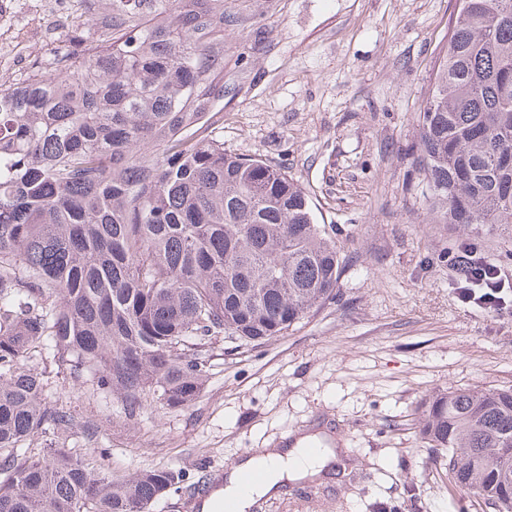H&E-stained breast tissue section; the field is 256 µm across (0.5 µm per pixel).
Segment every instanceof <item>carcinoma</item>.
I'll use <instances>...</instances> for the list:
<instances>
[{
  "label": "carcinoma",
  "mask_w": 512,
  "mask_h": 512,
  "mask_svg": "<svg viewBox=\"0 0 512 512\" xmlns=\"http://www.w3.org/2000/svg\"><path fill=\"white\" fill-rule=\"evenodd\" d=\"M110 0L74 31L70 77L0 84V512H150L186 475L101 477L67 444L76 417L43 399L34 353L126 415L189 405L202 341L281 336L335 296L341 260L308 195L275 165L224 151L216 0ZM432 204L450 224H512V0H457L419 111ZM419 433L448 486L496 512L512 470V391L426 400ZM56 438L32 447L42 433Z\"/></svg>",
  "instance_id": "obj_1"
}]
</instances>
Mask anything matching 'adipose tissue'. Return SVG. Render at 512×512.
I'll use <instances>...</instances> for the list:
<instances>
[{"instance_id": "1", "label": "adipose tissue", "mask_w": 512, "mask_h": 512, "mask_svg": "<svg viewBox=\"0 0 512 512\" xmlns=\"http://www.w3.org/2000/svg\"><path fill=\"white\" fill-rule=\"evenodd\" d=\"M312 443V437L307 436L286 452L250 458L243 470L230 473L223 490L225 499L234 501L240 512H247L255 497L274 490L282 479L293 480L319 473L331 460L332 454L326 448L313 449ZM245 470L262 472V481L250 489H243L240 478Z\"/></svg>"}]
</instances>
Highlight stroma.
Instances as JSON below:
<instances>
[{
	"label": "stroma",
	"instance_id": "stroma-1",
	"mask_svg": "<svg viewBox=\"0 0 512 512\" xmlns=\"http://www.w3.org/2000/svg\"><path fill=\"white\" fill-rule=\"evenodd\" d=\"M224 76L211 103L226 151L283 170L336 238V296L285 335L217 336L186 408L127 417L33 357L50 405L95 423L97 473L190 477L285 448L287 431L337 448L322 474L285 480L249 512H495L449 488L447 451L417 434L428 394L512 390V316L462 302L448 253L465 239L512 280V234L445 223L427 197L418 113L456 0H223Z\"/></svg>",
	"mask_w": 512,
	"mask_h": 512
}]
</instances>
